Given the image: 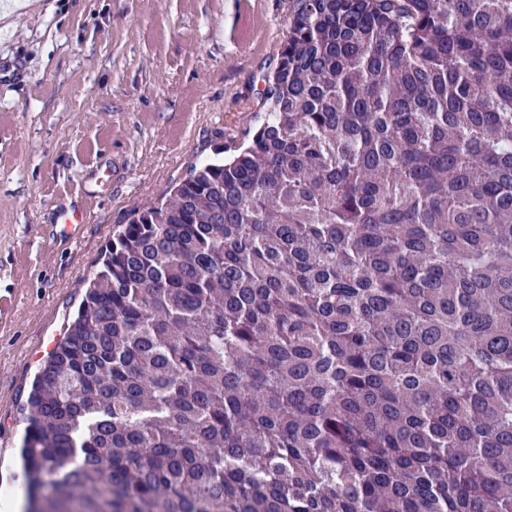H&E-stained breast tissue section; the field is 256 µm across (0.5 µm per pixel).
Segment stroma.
<instances>
[{"label": "stroma", "instance_id": "stroma-1", "mask_svg": "<svg viewBox=\"0 0 512 512\" xmlns=\"http://www.w3.org/2000/svg\"><path fill=\"white\" fill-rule=\"evenodd\" d=\"M0 25V483L23 407L113 235L245 145L296 0H40ZM87 214L66 224L64 213Z\"/></svg>", "mask_w": 512, "mask_h": 512}]
</instances>
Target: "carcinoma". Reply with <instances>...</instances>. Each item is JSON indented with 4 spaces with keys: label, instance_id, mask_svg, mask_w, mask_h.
<instances>
[{
    "label": "carcinoma",
    "instance_id": "1",
    "mask_svg": "<svg viewBox=\"0 0 512 512\" xmlns=\"http://www.w3.org/2000/svg\"><path fill=\"white\" fill-rule=\"evenodd\" d=\"M263 83L106 247L30 504L512 512V0H296Z\"/></svg>",
    "mask_w": 512,
    "mask_h": 512
}]
</instances>
